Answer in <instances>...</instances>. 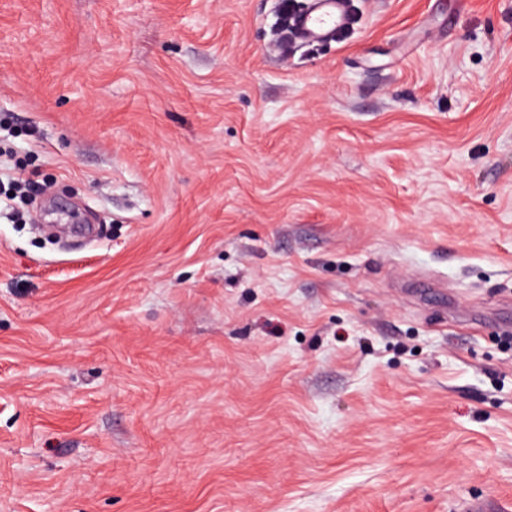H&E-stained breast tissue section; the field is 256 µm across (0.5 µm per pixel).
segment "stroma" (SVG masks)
I'll return each instance as SVG.
<instances>
[{
  "instance_id": "stroma-1",
  "label": "stroma",
  "mask_w": 512,
  "mask_h": 512,
  "mask_svg": "<svg viewBox=\"0 0 512 512\" xmlns=\"http://www.w3.org/2000/svg\"><path fill=\"white\" fill-rule=\"evenodd\" d=\"M0 0V512L512 505V0ZM348 12L347 0H312L298 17L297 30L301 41H331L336 32L348 23Z\"/></svg>"
}]
</instances>
